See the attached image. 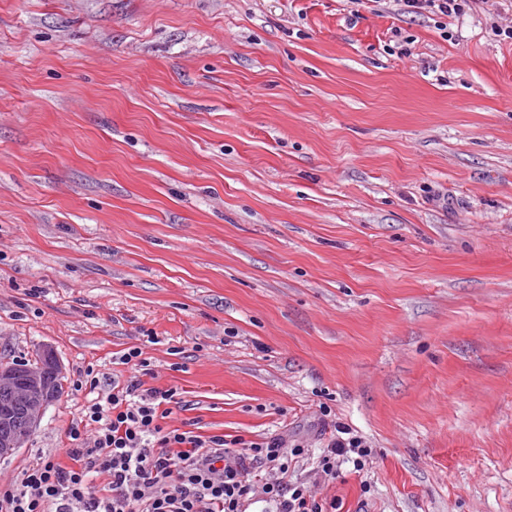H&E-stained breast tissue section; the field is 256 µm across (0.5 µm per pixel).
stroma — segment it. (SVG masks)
Masks as SVG:
<instances>
[{
  "label": "stroma",
  "mask_w": 512,
  "mask_h": 512,
  "mask_svg": "<svg viewBox=\"0 0 512 512\" xmlns=\"http://www.w3.org/2000/svg\"><path fill=\"white\" fill-rule=\"evenodd\" d=\"M512 9L0 0V362L69 447L143 346L170 428L305 455L327 512H512ZM154 343H147V336ZM372 465L316 473L336 426Z\"/></svg>",
  "instance_id": "obj_1"
}]
</instances>
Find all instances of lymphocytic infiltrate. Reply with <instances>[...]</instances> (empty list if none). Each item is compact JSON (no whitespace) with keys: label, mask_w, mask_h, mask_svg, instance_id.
<instances>
[{"label":"lymphocytic infiltrate","mask_w":512,"mask_h":512,"mask_svg":"<svg viewBox=\"0 0 512 512\" xmlns=\"http://www.w3.org/2000/svg\"><path fill=\"white\" fill-rule=\"evenodd\" d=\"M122 362L132 375L107 393L94 367L80 373L75 388L89 399L69 428L73 447L38 457L1 485L0 512H242L259 495L275 512H323L304 484L288 478V460L302 449L278 438L242 443L166 428L176 390L145 385L151 370L142 348H130ZM350 453L363 470L371 452L362 438H332L321 474L335 478L337 460Z\"/></svg>","instance_id":"f902f5d3"}]
</instances>
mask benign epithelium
<instances>
[{"label":"benign epithelium","instance_id":"1","mask_svg":"<svg viewBox=\"0 0 512 512\" xmlns=\"http://www.w3.org/2000/svg\"><path fill=\"white\" fill-rule=\"evenodd\" d=\"M62 374L61 364L49 349L40 361L0 363V460L15 454L37 429L58 395Z\"/></svg>","mask_w":512,"mask_h":512}]
</instances>
